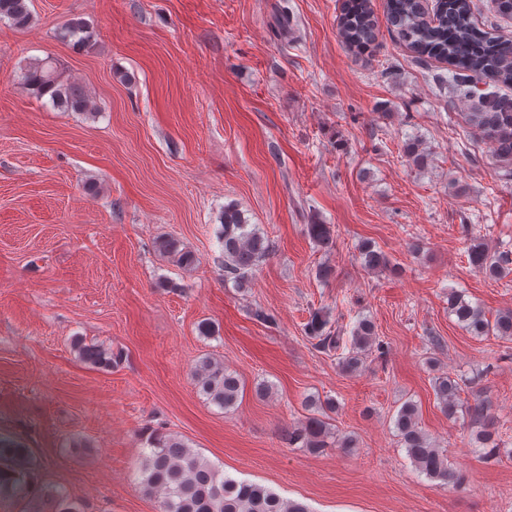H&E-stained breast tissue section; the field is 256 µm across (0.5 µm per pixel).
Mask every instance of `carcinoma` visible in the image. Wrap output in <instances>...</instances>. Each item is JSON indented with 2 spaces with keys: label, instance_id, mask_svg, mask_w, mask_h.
<instances>
[{
  "label": "carcinoma",
  "instance_id": "obj_1",
  "mask_svg": "<svg viewBox=\"0 0 512 512\" xmlns=\"http://www.w3.org/2000/svg\"><path fill=\"white\" fill-rule=\"evenodd\" d=\"M387 28L403 42L414 58L425 61L434 58L446 62L448 98L464 97L477 100V110L465 113V122L482 138L494 144L497 169L512 177V99L494 92L480 94L472 77L487 86H512V39L481 28L473 20L470 0H438L434 15H429L421 0H387ZM7 19L17 28L32 21L28 0H0V20ZM337 28L344 43L359 52L375 46L379 27L370 0H344L337 19ZM64 42L82 46L93 37L90 25L80 18H70L58 29ZM23 84L39 96H49L52 103L65 112H90L92 104L77 84L61 79L57 68L43 61L24 73ZM307 232L319 246L333 242L328 224H309ZM219 240L224 246V273L237 285H243L251 273L271 252L272 241L255 230L248 229L242 213L233 205L224 207ZM156 250L177 265L187 268L198 262L197 256L180 249L179 244L162 237ZM469 264L491 278L502 279L512 274V251L492 250L478 239L468 250ZM361 264L370 270L387 264L384 254L372 242L360 246ZM448 309L467 332L476 337H512V310L489 321L483 311L467 302L455 291L448 294ZM306 334L317 340L324 351L340 348L343 337L332 332L327 316L320 310L310 314ZM79 359L96 367L112 365V351L81 339L72 343ZM383 352L384 343L376 336L374 323L361 318L352 331L350 350L341 367L348 373L359 372L369 352ZM192 377L197 393L206 401L227 412L239 399L240 382L224 369V364L209 357L202 358L193 368ZM433 389L443 410L450 416L462 409L476 417L484 416L489 404L475 396L473 403L461 402L462 386L446 373L433 377ZM394 426L400 444L405 448L416 471L429 480L460 485L463 476L448 466L447 456L436 447L422 429L417 405L406 402L398 410ZM478 441L488 448L487 455L498 458L501 448L494 433L484 427ZM301 444L312 454L327 448H354L350 436H333L326 421L309 417L300 426L288 430V445ZM138 466V483L144 492L160 496L159 512H309L299 501L284 500L272 490L247 481H238L220 471L185 441L171 434L154 433L145 440ZM27 482L11 469H0V494L26 492ZM53 504L52 512H79L62 491L45 494Z\"/></svg>",
  "mask_w": 512,
  "mask_h": 512
}]
</instances>
